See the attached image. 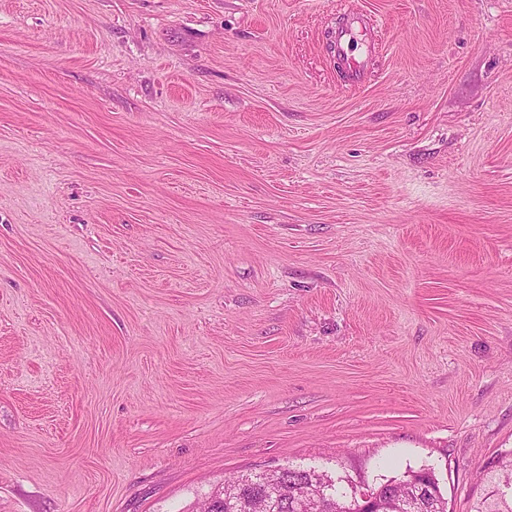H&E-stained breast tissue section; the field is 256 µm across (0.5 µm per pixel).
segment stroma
<instances>
[{
  "mask_svg": "<svg viewBox=\"0 0 512 512\" xmlns=\"http://www.w3.org/2000/svg\"><path fill=\"white\" fill-rule=\"evenodd\" d=\"M511 451L512 0H0V512ZM373 28L364 26L355 20H348L340 26L335 34V47L340 60L346 62L349 79L358 82L363 77L365 60L371 51V32ZM359 48L357 57L353 54ZM364 57V59H363Z\"/></svg>",
  "mask_w": 512,
  "mask_h": 512,
  "instance_id": "35a3bbf8",
  "label": "stroma"
}]
</instances>
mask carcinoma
Listing matches in <instances>:
<instances>
[{
	"instance_id": "1",
	"label": "carcinoma",
	"mask_w": 512,
	"mask_h": 512,
	"mask_svg": "<svg viewBox=\"0 0 512 512\" xmlns=\"http://www.w3.org/2000/svg\"><path fill=\"white\" fill-rule=\"evenodd\" d=\"M272 480L278 482V487L270 491V497L279 507V512H294V501L299 495L312 497L315 512H361L351 502L356 484L347 476L336 478L322 469L290 466L284 473L274 474ZM232 486L237 499L226 500L220 512H240L242 509L258 512L255 499L264 495V489L253 486L247 475L215 488L198 503L196 512H210L208 502L216 498L225 500L224 492ZM409 492V482L404 477L378 483L371 488V494L376 496L375 510L390 512L394 509L392 495L402 496ZM474 512H512V455L498 458L497 467L493 474L487 476L485 492L474 506Z\"/></svg>"
}]
</instances>
